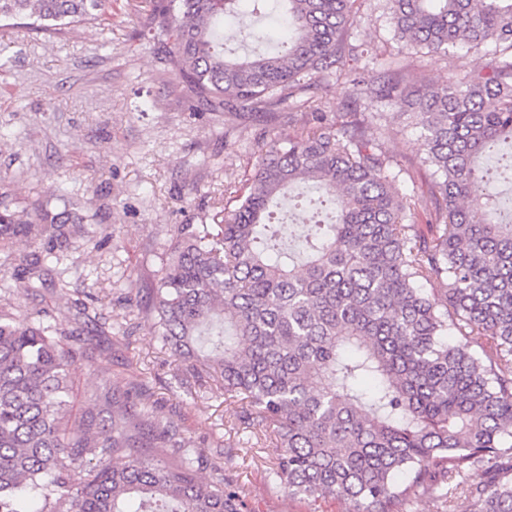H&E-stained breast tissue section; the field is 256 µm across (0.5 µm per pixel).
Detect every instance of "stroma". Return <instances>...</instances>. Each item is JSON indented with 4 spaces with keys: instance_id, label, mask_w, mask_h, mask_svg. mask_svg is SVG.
Masks as SVG:
<instances>
[{
    "instance_id": "stroma-1",
    "label": "stroma",
    "mask_w": 512,
    "mask_h": 512,
    "mask_svg": "<svg viewBox=\"0 0 512 512\" xmlns=\"http://www.w3.org/2000/svg\"><path fill=\"white\" fill-rule=\"evenodd\" d=\"M150 0H112V24L62 34L0 29V179L29 199H52L61 190L98 213L95 229L112 242L97 249L75 239L66 265L68 296L44 290L37 299L0 292V311L19 316L46 311L61 327L72 321L75 299L91 294L111 336L95 359L73 367L74 416L94 407L105 383L139 387L163 415L220 461L239 487L247 512H306L267 477L279 457L275 442L235 431L224 390L208 373L188 380L180 366L134 319L126 297L148 305L145 281L156 278V255L176 224H208L218 198L241 187L264 144L287 141L294 129L239 112H193L176 91L178 79L157 47L142 35ZM275 18L239 15L224 23L237 52L252 36L276 31ZM349 40L361 56L348 67L376 80L385 62L400 58L384 0H363ZM479 62L474 53L414 59L417 75L442 81L464 76ZM386 149L405 169L400 192L426 199L428 171L418 163L417 132L389 140ZM98 407V406H95ZM101 419L111 408L98 407Z\"/></svg>"
}]
</instances>
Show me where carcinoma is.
<instances>
[{
    "label": "carcinoma",
    "instance_id": "obj_1",
    "mask_svg": "<svg viewBox=\"0 0 512 512\" xmlns=\"http://www.w3.org/2000/svg\"><path fill=\"white\" fill-rule=\"evenodd\" d=\"M247 2L278 14L277 51H224V17ZM359 0H151L144 36L165 49L195 111H248L297 127L266 143L212 224H176L147 283L145 314L172 357L223 382L238 426L276 441L269 480L314 505L405 512L448 503L472 468L470 512H512V216L489 188L512 172V0H386L409 51L482 53L465 78L408 89L407 67L366 83L345 70ZM108 0H0V23L61 31L108 20ZM344 76L346 120L306 108L314 78ZM383 102L421 128L432 171L428 232L408 223L385 148L399 129L365 121ZM98 215L66 193L22 201L0 186V288L68 293L61 260L75 236L95 247ZM45 253L16 254L21 237ZM70 326L0 313V512H245L224 467L145 391L101 398L112 420L72 419L70 370L100 352L99 317L77 300ZM123 464L113 465L115 457Z\"/></svg>",
    "mask_w": 512,
    "mask_h": 512
}]
</instances>
